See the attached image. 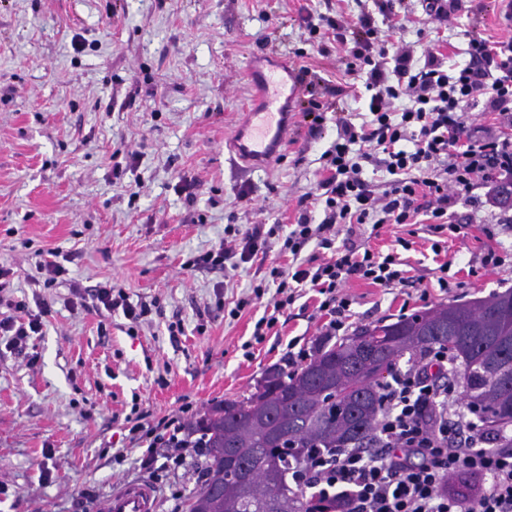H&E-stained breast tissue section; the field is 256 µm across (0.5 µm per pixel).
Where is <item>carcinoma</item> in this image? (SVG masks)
Returning a JSON list of instances; mask_svg holds the SVG:
<instances>
[{
    "label": "carcinoma",
    "instance_id": "cac0c4a2",
    "mask_svg": "<svg viewBox=\"0 0 512 512\" xmlns=\"http://www.w3.org/2000/svg\"><path fill=\"white\" fill-rule=\"evenodd\" d=\"M446 348L466 408L496 433L512 428V288L358 327L303 366L267 371L255 391L187 424L205 448L186 512H310L289 472L312 453L369 448L381 387L402 359Z\"/></svg>",
    "mask_w": 512,
    "mask_h": 512
}]
</instances>
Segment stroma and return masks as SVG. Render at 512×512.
Instances as JSON below:
<instances>
[{
    "instance_id": "stroma-1",
    "label": "stroma",
    "mask_w": 512,
    "mask_h": 512,
    "mask_svg": "<svg viewBox=\"0 0 512 512\" xmlns=\"http://www.w3.org/2000/svg\"><path fill=\"white\" fill-rule=\"evenodd\" d=\"M364 5L380 29L392 20L382 0H0V265L11 268L15 296L39 293L49 305L32 343L35 366L0 352V512H101L113 484L144 478L128 439L135 412L149 420L251 391L266 370L286 366L289 341L322 338L319 297L308 291L279 316L265 340L244 352L266 300L237 309L269 252L234 279L219 269L183 265L218 244L228 224L295 223L298 199L312 190L320 157L336 138L334 120L313 124L303 112H359L342 47L306 55V14H347ZM406 38L462 61L466 34L512 37L491 0H464L451 29H435L409 0ZM275 56L306 68L307 88L288 118L283 161L235 166L224 145L260 99L249 64ZM131 158L112 170V152ZM248 189V204L235 200ZM498 213L461 201L449 237L433 253L427 225L381 229L362 224L356 241L400 256L407 285L381 288L350 280L352 326L396 319L448 302L437 286L450 263L465 301L512 287V261L476 269L481 253L512 237L490 238ZM58 252L67 276L91 288L111 281L152 312L129 335L122 311L72 310L65 286L36 289L38 251ZM183 325L170 335V323ZM52 460H44V449ZM203 458L159 473L157 512H183L203 476Z\"/></svg>"
}]
</instances>
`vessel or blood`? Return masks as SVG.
<instances>
[{
	"label": "vessel or blood",
	"instance_id": "b4317fda",
	"mask_svg": "<svg viewBox=\"0 0 512 512\" xmlns=\"http://www.w3.org/2000/svg\"><path fill=\"white\" fill-rule=\"evenodd\" d=\"M305 75L296 67H272L264 79L262 104L249 110L244 122L228 141L233 156L256 169L276 160L288 134L286 105L302 95ZM158 493L146 481H127L112 489L105 512H156Z\"/></svg>",
	"mask_w": 512,
	"mask_h": 512
}]
</instances>
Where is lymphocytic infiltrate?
<instances>
[{
  "mask_svg": "<svg viewBox=\"0 0 512 512\" xmlns=\"http://www.w3.org/2000/svg\"><path fill=\"white\" fill-rule=\"evenodd\" d=\"M324 28L347 44V74L365 79L364 112L356 118L337 113V137L323 154L325 175L300 198L295 224L285 230L275 224L248 230L225 225L219 243L192 261L235 271L274 247L291 255L288 265L270 264L252 288L253 297L268 293L273 301L272 315L254 326L258 342L305 290L320 295L318 309L327 316L323 333L335 336L351 317L345 288L352 278L383 288L406 282L399 252L409 249V240L399 239L398 249L385 253L339 244L354 225H412L425 215L432 233L456 234L461 227L449 224V210L478 189L486 204L497 206L498 185L512 182V38L469 36L468 63L448 65L432 52L415 59L404 25L394 28L397 40H388L365 10L305 23L311 38ZM477 106L493 117L480 137L468 119ZM375 161L389 175L380 186L364 177L366 165ZM315 208L323 213L317 223ZM10 274L0 266V305L10 311L0 319V344L32 366L38 356L29 342L41 335L50 308L9 295ZM69 288L71 306L119 309L135 327L149 313L109 282L90 290L73 282ZM447 363V351L439 349L396 372L383 389L378 447L339 448L305 461L295 482L320 512H512V448L489 446L487 433L462 410L460 394L439 383ZM129 434L141 450V467L152 476L197 453L184 437L180 416L135 422ZM464 477L478 479V486L449 493V482Z\"/></svg>",
  "mask_w": 512,
  "mask_h": 512,
  "instance_id": "obj_1",
  "label": "lymphocytic infiltrate"
}]
</instances>
